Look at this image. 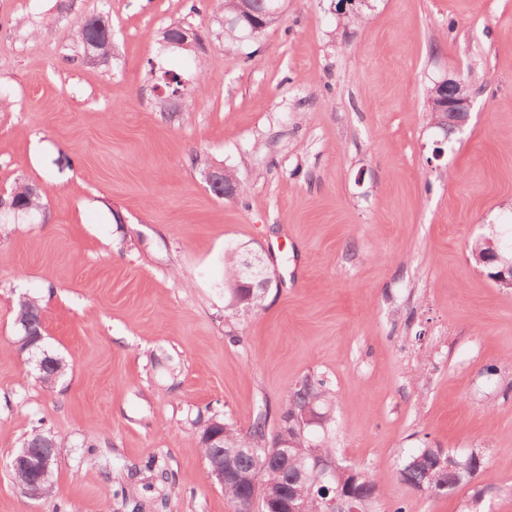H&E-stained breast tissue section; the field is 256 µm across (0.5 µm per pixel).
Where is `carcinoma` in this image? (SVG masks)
<instances>
[{"label": "carcinoma", "mask_w": 512, "mask_h": 512, "mask_svg": "<svg viewBox=\"0 0 512 512\" xmlns=\"http://www.w3.org/2000/svg\"><path fill=\"white\" fill-rule=\"evenodd\" d=\"M274 0H224V15L228 17L242 16L239 25L228 26L224 29V39L234 42L248 34V21L256 16L272 10ZM13 197L23 204L29 213L36 214L42 207L41 193L36 187L24 181L19 182ZM331 394L327 389L326 381L315 376L303 378L288 393L280 417V428L288 427V421L295 415L309 408L319 410L330 400ZM275 435L266 430V421L260 419L242 435L236 428L224 423V443L239 446L243 443L256 449V454L246 456L241 467L237 469L234 479L224 483V496L232 503H238L251 490L253 483L259 479L266 483H280L285 490L292 492L293 496L307 506V512H323L322 502L332 498H340L352 486L353 477L341 478L329 476L321 469L310 465L311 456L330 457L327 449L320 444H311L306 437L295 436L293 455L288 461V470L284 471L278 466L265 461L262 449L273 443ZM433 449L422 448L409 457L400 469L402 482L417 490L426 489L438 492V485L446 483L451 493L461 485L487 472L486 462L480 456L472 453L468 455L467 468L457 476L445 474L440 469L433 468L431 453ZM360 491L359 509L369 512L378 496L379 489L368 473L358 482Z\"/></svg>", "instance_id": "obj_1"}]
</instances>
